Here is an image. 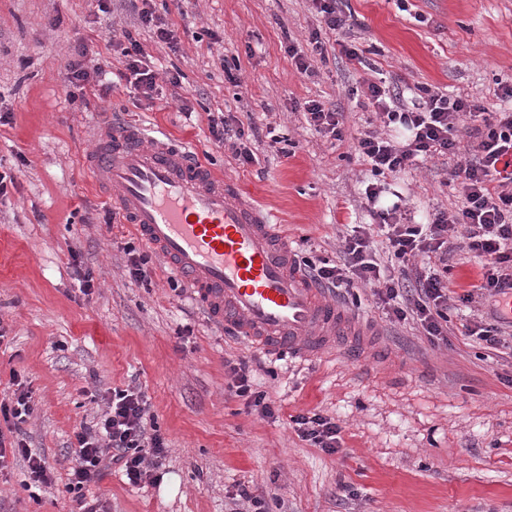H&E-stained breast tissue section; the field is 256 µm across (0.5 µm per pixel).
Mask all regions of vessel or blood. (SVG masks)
I'll list each match as a JSON object with an SVG mask.
<instances>
[{
  "mask_svg": "<svg viewBox=\"0 0 512 512\" xmlns=\"http://www.w3.org/2000/svg\"><path fill=\"white\" fill-rule=\"evenodd\" d=\"M85 174L214 324L277 358L355 355L356 317L305 275L276 214L188 146L112 123L87 153Z\"/></svg>",
  "mask_w": 512,
  "mask_h": 512,
  "instance_id": "1",
  "label": "vessel or blood"
}]
</instances>
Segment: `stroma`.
<instances>
[{
  "label": "stroma",
  "instance_id": "obj_1",
  "mask_svg": "<svg viewBox=\"0 0 512 512\" xmlns=\"http://www.w3.org/2000/svg\"><path fill=\"white\" fill-rule=\"evenodd\" d=\"M179 34L177 49L142 33L160 73L153 100L122 88L108 99L96 87H66L75 43L92 40L101 63L117 66L113 40L133 27L131 0H0V169L15 187L0 197V399L11 371L33 382L28 426L53 483L31 496L23 466L0 475V512H73L67 490L74 430L98 406L90 392L142 386L168 454L155 484L133 486L120 473L94 490L109 512H232L239 487L262 492L268 512H512V335L488 352L462 338L465 323L492 320L476 300L451 311L456 337L431 346L413 324H393L370 291L341 298L369 329L349 359L328 353L277 361L211 324L189 291L153 257L152 283L127 272L129 224L94 223L108 209L82 174L102 125L131 121L186 142L210 166L237 180L252 200L278 211L295 251L336 260L348 224L374 218L363 196L373 175L352 154L349 136L380 122L365 104L369 80L412 95L429 85L500 106L512 81V0H346L356 24L323 29L311 0H154ZM320 30L326 59L299 74L285 47ZM355 41L362 62L340 44ZM235 68L238 83L224 78ZM179 68V86L167 80ZM318 100L345 114L346 140L311 129L303 104ZM192 116H185L184 107ZM253 123L258 161L240 165L209 140L208 112ZM295 142L283 155L268 128ZM451 162L432 157L385 178L377 205L401 203L414 224L464 201L449 184ZM93 275L83 295L71 251ZM257 363L256 384L275 415L247 412L231 395L224 363ZM317 412L342 427L330 454L301 440L291 416Z\"/></svg>",
  "mask_w": 512,
  "mask_h": 512
}]
</instances>
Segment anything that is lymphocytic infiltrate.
I'll return each mask as SVG.
<instances>
[{
	"label": "lymphocytic infiltrate",
	"mask_w": 512,
	"mask_h": 512,
	"mask_svg": "<svg viewBox=\"0 0 512 512\" xmlns=\"http://www.w3.org/2000/svg\"><path fill=\"white\" fill-rule=\"evenodd\" d=\"M113 50L123 68L107 82L104 67L95 62L93 43L80 41L65 64L66 86L98 79L106 95L123 82L144 99H152L157 75L146 64V51L136 34L123 30ZM364 95L382 128L354 137L352 149L358 160L368 164L373 175L382 176L435 155L448 158L453 162L451 177L461 185L465 201L454 212L434 213L425 224L401 223L394 207L377 210L375 223L354 226L343 237L337 262L306 258L303 268L326 288L348 293L371 288L390 322L413 323L431 345L449 344L451 289L444 264L449 239L461 238L464 249L483 270L470 290L460 295V302H473L478 295L500 298L512 293V177L499 169L512 158V83L500 85L498 95L506 106L494 112L477 100L451 98L426 85L418 86L409 105L382 81L368 83ZM397 126L409 131L407 142L400 144L384 136V129ZM208 130L214 145L229 148L240 164L255 163L244 127L232 126L219 112L209 115ZM380 236L386 243L381 251L376 248ZM224 367L230 393L260 416L274 415L270 397L253 384L248 360L228 361ZM10 382L14 387L11 396L0 400V421L6 426L0 431V471L8 468L10 460H20L31 484L49 485L51 469L27 441L35 390L31 381L15 372ZM103 401L93 421L74 434L75 463L67 488L78 512H107L102 500L90 491L105 471L118 468L135 486L150 483L168 452L160 428L148 426L155 415L139 384L113 389ZM290 426L299 438L328 453L338 452L341 446L342 428L335 419L315 412L298 414L291 417Z\"/></svg>",
	"instance_id": "1"
}]
</instances>
